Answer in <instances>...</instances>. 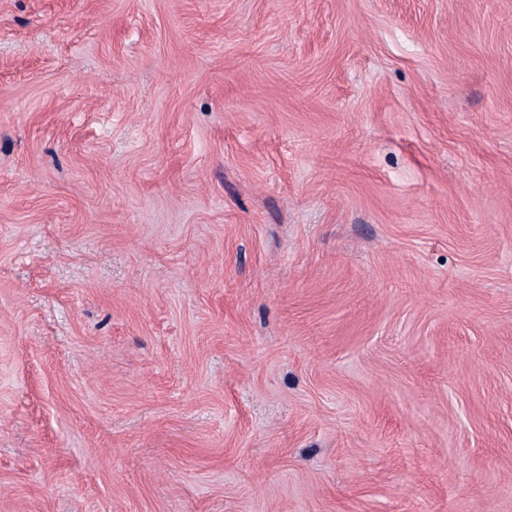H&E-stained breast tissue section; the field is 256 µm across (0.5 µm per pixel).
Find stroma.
I'll list each match as a JSON object with an SVG mask.
<instances>
[{"label":"stroma","mask_w":512,"mask_h":512,"mask_svg":"<svg viewBox=\"0 0 512 512\" xmlns=\"http://www.w3.org/2000/svg\"><path fill=\"white\" fill-rule=\"evenodd\" d=\"M0 512H512V0H0Z\"/></svg>","instance_id":"obj_1"}]
</instances>
